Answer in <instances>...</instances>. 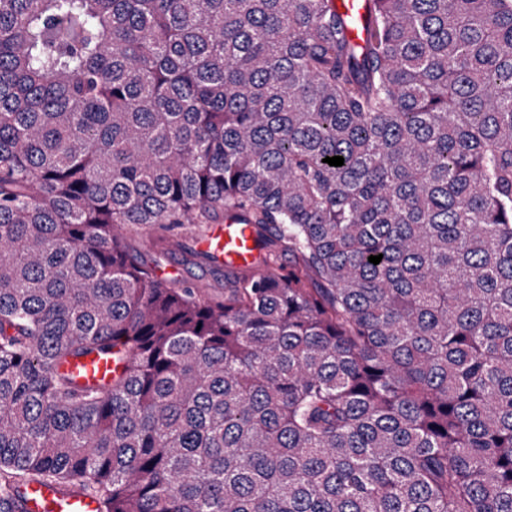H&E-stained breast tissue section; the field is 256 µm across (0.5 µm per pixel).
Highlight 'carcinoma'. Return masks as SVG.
<instances>
[{"label":"carcinoma","instance_id":"1","mask_svg":"<svg viewBox=\"0 0 512 512\" xmlns=\"http://www.w3.org/2000/svg\"><path fill=\"white\" fill-rule=\"evenodd\" d=\"M372 2L0 0V512H512V0ZM370 0H338L340 11L350 17L352 27L351 35L357 43L363 44L367 38V18ZM215 225L206 228L187 224L184 231L185 245L192 250L204 251L203 239L215 227L205 241L206 250L227 266L236 268L253 266L258 258V252L254 249L253 234L249 225L229 223ZM182 259L183 256L180 254L175 257V260L161 258L160 268L164 273L163 276L177 278L169 281H190L224 293V264L208 266L182 262ZM112 359L88 357L72 363L69 370L81 381L90 383L107 382L112 378ZM16 512H98L97 503L78 491L29 485L14 499Z\"/></svg>","mask_w":512,"mask_h":512}]
</instances>
